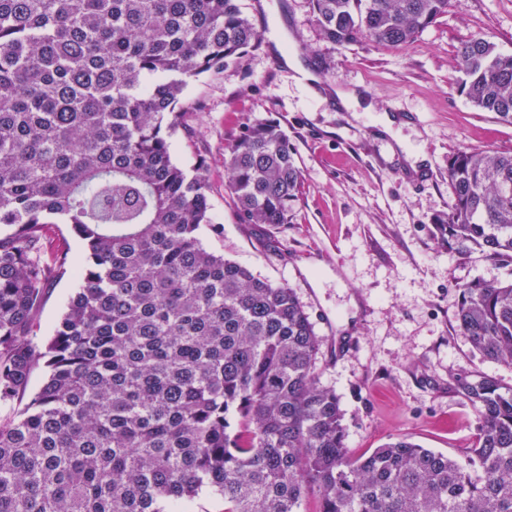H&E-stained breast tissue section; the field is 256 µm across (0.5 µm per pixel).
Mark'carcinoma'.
<instances>
[{
	"mask_svg": "<svg viewBox=\"0 0 512 512\" xmlns=\"http://www.w3.org/2000/svg\"><path fill=\"white\" fill-rule=\"evenodd\" d=\"M324 38L405 46L459 0H308ZM261 36L242 0H0V512H512V390L460 378L479 421L460 461L405 437L347 451L320 337L293 289L207 250L222 231L205 170L174 162L188 87ZM459 89L512 124V56L477 36ZM243 224H290L303 175L272 120L224 152ZM448 251L512 264V152L448 159ZM85 246L47 340L43 283ZM456 331L512 365V281L459 289ZM39 390L14 408L30 378Z\"/></svg>",
	"mask_w": 512,
	"mask_h": 512,
	"instance_id": "obj_1",
	"label": "carcinoma"
}]
</instances>
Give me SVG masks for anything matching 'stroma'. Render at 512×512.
Wrapping results in <instances>:
<instances>
[{"instance_id": "stroma-1", "label": "stroma", "mask_w": 512, "mask_h": 512, "mask_svg": "<svg viewBox=\"0 0 512 512\" xmlns=\"http://www.w3.org/2000/svg\"><path fill=\"white\" fill-rule=\"evenodd\" d=\"M259 50L240 70L205 76L187 94L196 109L172 157L204 164L213 214L211 251L293 288L321 338L317 367L344 415L350 455L407 436L465 458L478 435L456 377L512 389V366L483 358L453 322L464 283L512 280L482 252L439 246L434 216L453 204L448 158L461 148L512 151V124L461 94L456 50L473 36L512 55V0H461L405 47L337 46L321 35L307 0H269L254 18ZM360 104L337 107L333 86ZM392 114L393 134L378 121ZM280 124L303 173L289 224L240 223L224 191V148L247 123ZM78 286L72 272L45 285L37 334L51 336Z\"/></svg>"}]
</instances>
